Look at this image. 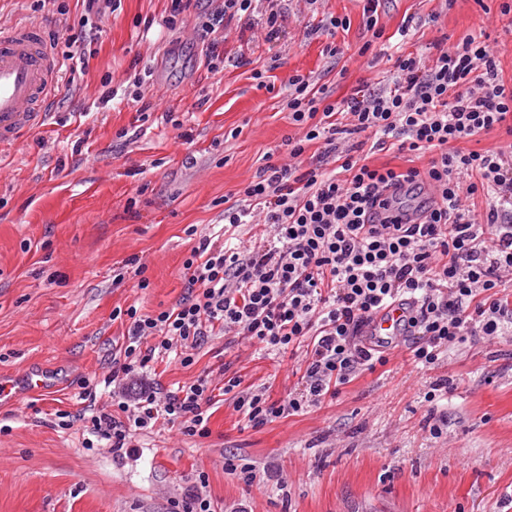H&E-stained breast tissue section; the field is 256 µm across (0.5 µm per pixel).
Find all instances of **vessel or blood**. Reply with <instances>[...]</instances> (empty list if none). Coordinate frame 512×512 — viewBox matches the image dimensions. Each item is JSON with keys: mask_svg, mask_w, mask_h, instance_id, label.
<instances>
[{"mask_svg": "<svg viewBox=\"0 0 512 512\" xmlns=\"http://www.w3.org/2000/svg\"><path fill=\"white\" fill-rule=\"evenodd\" d=\"M59 71L60 61L41 26H0V148L41 127L46 105L59 90ZM406 311L398 302L385 307L363 327V335L377 340L402 335ZM50 383L44 371L28 370L14 381L0 379V399L12 397L18 387L41 392Z\"/></svg>", "mask_w": 512, "mask_h": 512, "instance_id": "vessel-or-blood-1", "label": "vessel or blood"}]
</instances>
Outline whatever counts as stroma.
<instances>
[{
  "instance_id": "35a3bbf8",
  "label": "stroma",
  "mask_w": 512,
  "mask_h": 512,
  "mask_svg": "<svg viewBox=\"0 0 512 512\" xmlns=\"http://www.w3.org/2000/svg\"><path fill=\"white\" fill-rule=\"evenodd\" d=\"M62 2L64 16L32 11L31 0H0V25L33 23L66 38L82 9ZM499 4L383 0L379 24L388 36L408 24L403 50L423 56L435 43L485 32L512 81V13ZM167 7L121 0L86 72L62 70L43 127L0 151V376L39 365L53 373L43 393L0 401V512H169L202 473L217 512H512V335L472 337L431 370L417 369L402 342L386 364L361 367L335 399L257 428L228 400L212 407L208 437L157 425L118 455L86 447L84 422L59 427L58 412L85 405L82 380L111 375L126 332L113 309L175 306L185 294L183 262L223 223L225 200L239 199L264 157L287 161L288 139L302 135L284 108L289 77L309 76L339 101L358 82L378 92L397 75L387 56L371 64L358 54L368 38L362 0H284L272 40L231 22L215 72L196 18L167 29ZM333 16L349 18V30L306 36ZM331 40L341 49L334 57L324 51ZM137 76L143 102L107 100ZM133 257L148 288L127 271ZM297 366L290 354L211 336L192 365L152 363L127 391H174L229 373L277 401L295 389ZM442 379L447 396L429 407L423 395ZM228 458L253 467L254 482L225 473Z\"/></svg>"
}]
</instances>
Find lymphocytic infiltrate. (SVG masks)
Wrapping results in <instances>:
<instances>
[{"mask_svg": "<svg viewBox=\"0 0 512 512\" xmlns=\"http://www.w3.org/2000/svg\"><path fill=\"white\" fill-rule=\"evenodd\" d=\"M255 11L254 0H223L200 25L210 36L208 67L224 62L216 32ZM393 89L329 102L328 89L295 74L286 106L304 134L282 164L261 165L243 201L224 209L222 240L198 242L183 262L186 296L154 314L115 308L127 337L112 355V380L142 373L155 358L185 366L209 336H242L264 348L304 349L301 388L279 401L244 392L239 377L213 385L206 377L177 391L123 399L116 410L97 404L84 382V412L61 413L60 427L83 420L112 450L131 447L135 433L163 421L188 437H205L209 409L232 395L251 427L336 397L376 352L361 346V327L383 306L413 299L408 318L415 363L435 366L450 347L472 336L504 335L512 326V83L499 72L489 45L467 35L434 57L397 56ZM508 140L483 152L458 149L460 140L494 128ZM319 144L315 159L302 156ZM373 149L429 154L426 168L397 171L363 163ZM432 198L419 224H372L368 212L388 207L385 190ZM485 209H478L477 199ZM244 224L273 229L265 246L239 242Z\"/></svg>", "mask_w": 512, "mask_h": 512, "instance_id": "1", "label": "lymphocytic infiltrate"}]
</instances>
